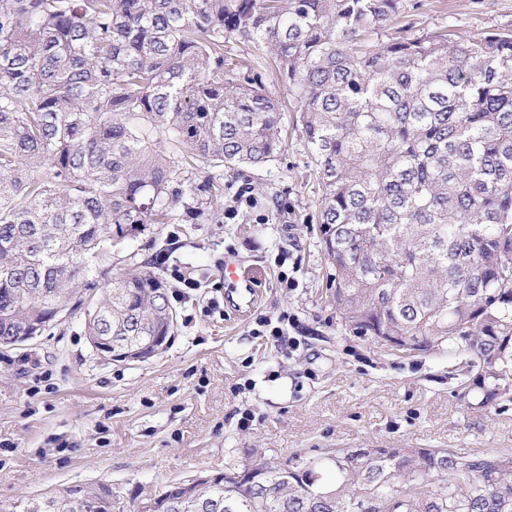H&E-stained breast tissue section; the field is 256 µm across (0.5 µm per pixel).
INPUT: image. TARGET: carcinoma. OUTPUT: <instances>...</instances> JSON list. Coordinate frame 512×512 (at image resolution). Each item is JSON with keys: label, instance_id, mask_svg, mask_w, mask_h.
<instances>
[{"label": "carcinoma", "instance_id": "1", "mask_svg": "<svg viewBox=\"0 0 512 512\" xmlns=\"http://www.w3.org/2000/svg\"><path fill=\"white\" fill-rule=\"evenodd\" d=\"M402 18V0H0V339L50 328L54 303L82 310L87 336L172 335L156 274L100 282L147 225L181 208L220 219L211 170L284 151L280 102L224 60L233 39L272 59L293 99L345 328L466 351L463 396L511 401L512 30L416 34ZM343 456L260 458L185 503L170 483L156 512H512L508 449ZM39 499L8 512H115L104 482Z\"/></svg>", "mask_w": 512, "mask_h": 512}]
</instances>
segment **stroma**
Returning <instances> with one entry per match:
<instances>
[{
    "label": "stroma",
    "mask_w": 512,
    "mask_h": 512,
    "mask_svg": "<svg viewBox=\"0 0 512 512\" xmlns=\"http://www.w3.org/2000/svg\"><path fill=\"white\" fill-rule=\"evenodd\" d=\"M403 4L416 33L512 30V0ZM313 168L292 133L280 160L221 176L235 218L151 225L113 248V273L153 272L168 286L178 326L156 356L100 359L76 314L24 347L0 348V505L102 481L129 510L175 480L324 448H512V402L461 399L465 354H398L342 325L329 258L306 223L321 196ZM242 188L252 205L236 204ZM230 256L265 275L246 314L224 303ZM284 314L288 344L256 335L259 318Z\"/></svg>",
    "instance_id": "obj_1"
}]
</instances>
